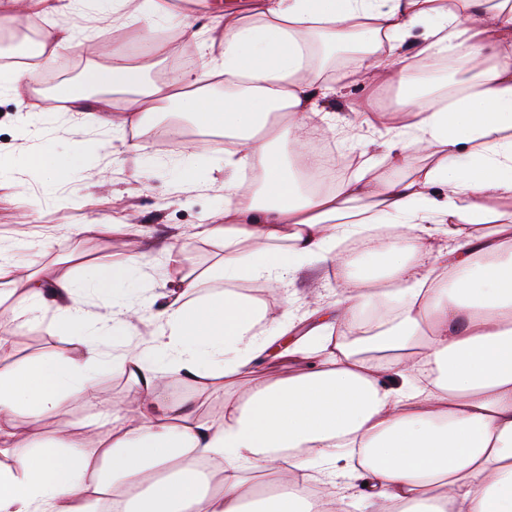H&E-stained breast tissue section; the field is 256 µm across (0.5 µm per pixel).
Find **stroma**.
Masks as SVG:
<instances>
[{
  "instance_id": "obj_1",
  "label": "stroma",
  "mask_w": 512,
  "mask_h": 512,
  "mask_svg": "<svg viewBox=\"0 0 512 512\" xmlns=\"http://www.w3.org/2000/svg\"><path fill=\"white\" fill-rule=\"evenodd\" d=\"M168 9V26L150 33L141 22L121 25L107 19L92 27L78 13L67 9L49 18L29 7L27 0H0V29L8 28L12 20L23 15L43 29L51 23L69 29L72 39L57 46L53 64L43 70L44 76L57 81L72 73L87 78L91 71L110 65L116 52L132 63L150 64L149 76L153 79L172 74L176 60L184 55L196 56L200 65L207 67L220 59L222 0H168ZM186 17L194 22L189 35L181 26ZM346 68L343 60L327 66L324 84L329 93L322 98V105L338 125L353 130L356 136L365 140L386 139L384 127L364 124L363 105L370 101L379 106L384 101L399 99L401 89L360 83L337 86L336 76ZM98 97L99 104L80 116L68 112L54 114L50 148L63 156L72 143H82L90 175L48 194L43 190L42 173L27 166L29 142L18 138L19 125L38 106L23 92L0 94V164L23 168L17 179L0 181V239L14 245L8 266L0 270V280L19 292L25 277L33 273L49 281L72 278L80 276L89 264H109L128 253H141L148 264L141 289L154 305L142 312L130 333L133 341L147 343L157 334V308L166 303L187 267L207 273L206 292L224 288L223 280L217 276L223 246L194 233L195 225L208 223L224 212V149L212 138L199 137L196 126L185 119L180 122L183 133L175 146L167 140L148 137L149 128L162 126L159 118L132 133L123 129L98 134V127L111 122L114 110L123 106L126 96L102 91ZM195 143L201 144L209 159L196 182H185L174 164L144 163L145 158L159 152L180 156ZM89 222L103 225V232L75 235L76 226ZM165 247L187 257V266L167 263L161 253ZM239 289L273 308L291 302L294 317L289 336L295 339L311 326V312L335 302L338 281L331 266L320 264L303 267L289 284L279 288L244 281ZM57 316L56 307L47 305L40 320L12 335L0 365L13 368L27 359L51 357L72 348L73 337L55 332ZM94 381L95 400L70 397L59 411L44 418V436L65 431L88 446H95L96 437L78 427V420L128 407L135 396V383L128 372L112 365L98 368ZM166 395L174 402L193 401L200 415L214 420L224 413L222 394L206 381L169 377Z\"/></svg>"
}]
</instances>
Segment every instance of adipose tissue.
<instances>
[{"mask_svg": "<svg viewBox=\"0 0 512 512\" xmlns=\"http://www.w3.org/2000/svg\"><path fill=\"white\" fill-rule=\"evenodd\" d=\"M257 16L224 13V97L209 92L211 69L153 82L118 55L90 76L128 94L117 127L186 112L204 134L223 135L224 220L198 233L224 245L225 289L201 298L202 281L181 278L147 348L113 332L110 358L134 378L139 404L86 422L111 436L100 452L63 432L43 438L39 423L71 395L96 397L103 327L79 296L109 297L137 318L143 262L130 253L58 280L57 332L85 337L71 353L0 372V445L17 451L0 465V512H89L107 498L120 512H349L362 499L372 512H512V0H260ZM315 35L357 50L339 80L408 91L376 115L391 133L381 155L343 135L357 168L329 192L306 190L292 169L308 143L337 129L317 97ZM443 54L467 61L471 81L439 105H417ZM381 158L394 174L371 181ZM31 161L52 187L84 171L85 152L36 149ZM247 170L248 191L238 180ZM384 223L395 232L367 236ZM438 236L447 251L434 250ZM350 238L362 239L361 257L339 252ZM319 263L336 270L334 305L293 346L298 368L257 375L289 314L238 282L283 284ZM45 307L42 279L28 276L23 297L0 310V332ZM338 324L350 340L332 342ZM170 375L216 382L223 417L167 402ZM358 471L368 479L361 493ZM258 474L272 476L274 491L247 499ZM112 485L124 495L109 496Z\"/></svg>", "mask_w": 512, "mask_h": 512, "instance_id": "adipose-tissue-1", "label": "adipose tissue"}]
</instances>
